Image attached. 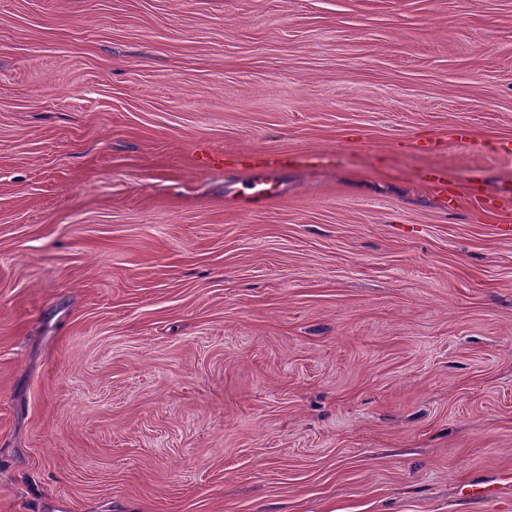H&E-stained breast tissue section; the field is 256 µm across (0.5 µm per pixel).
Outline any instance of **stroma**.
Here are the masks:
<instances>
[{"label":"stroma","mask_w":512,"mask_h":512,"mask_svg":"<svg viewBox=\"0 0 512 512\" xmlns=\"http://www.w3.org/2000/svg\"><path fill=\"white\" fill-rule=\"evenodd\" d=\"M508 140L512 0H0V512H512Z\"/></svg>","instance_id":"1"}]
</instances>
